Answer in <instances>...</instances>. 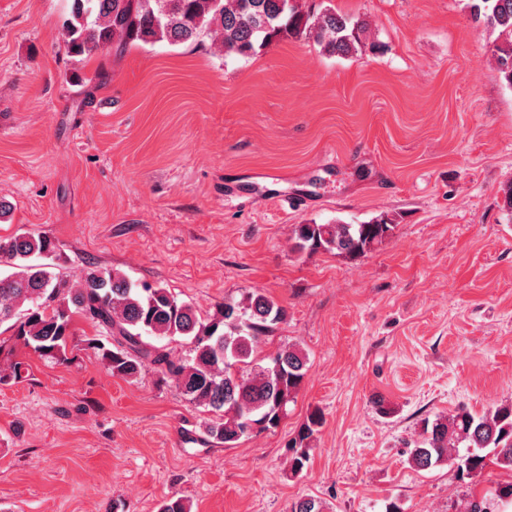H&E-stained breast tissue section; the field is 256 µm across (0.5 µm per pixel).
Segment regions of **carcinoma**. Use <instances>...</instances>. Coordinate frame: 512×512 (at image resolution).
Instances as JSON below:
<instances>
[{"instance_id": "carcinoma-1", "label": "carcinoma", "mask_w": 512, "mask_h": 512, "mask_svg": "<svg viewBox=\"0 0 512 512\" xmlns=\"http://www.w3.org/2000/svg\"><path fill=\"white\" fill-rule=\"evenodd\" d=\"M464 2L475 22L505 36L496 60L503 82L512 88V0ZM367 28L358 15L321 3L304 7L300 0H72L66 46L71 54L90 56L163 41L192 45L208 37L219 52L247 58L293 36L313 40L330 55L348 57L364 47ZM395 227L387 215L364 224H298L293 249L354 258L385 241ZM56 249L43 235L0 237V264L16 268L0 276V325L10 323L17 343L41 358L64 361L74 318L83 317L111 336L108 344L87 340L111 375L134 380L152 367L189 403L210 413L202 423L207 437L232 447L277 427L305 378L307 356L288 344L258 358L267 333L286 317L271 297L252 292L204 320L167 289L139 285L113 269L90 267L71 284L46 265L28 263ZM177 336L190 344L185 359H175L165 346L150 342ZM323 424L324 416L316 409L288 441L293 474L307 468ZM461 444L463 454L456 451ZM450 459L461 478L476 477L490 464L512 472V403L482 415L461 408L449 417L423 419L411 465L428 470ZM290 512L324 510L320 501L306 496L295 500Z\"/></svg>"}]
</instances>
